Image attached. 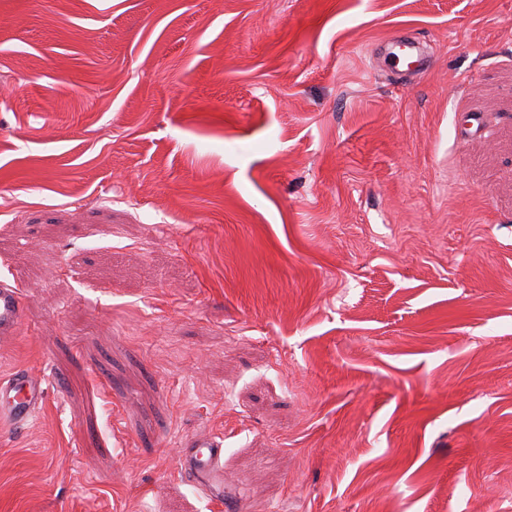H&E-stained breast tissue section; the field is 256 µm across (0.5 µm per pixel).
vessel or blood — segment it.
<instances>
[{
	"mask_svg": "<svg viewBox=\"0 0 512 512\" xmlns=\"http://www.w3.org/2000/svg\"><path fill=\"white\" fill-rule=\"evenodd\" d=\"M393 66L402 75L421 72L428 60L414 43L397 44L391 56ZM25 319V297L18 285L0 281V342L13 341L22 331ZM45 396V379L25 368L0 378V419H8L21 429L30 423ZM224 448L220 438L200 435L185 440L178 452V469L211 502L226 506L224 497Z\"/></svg>",
	"mask_w": 512,
	"mask_h": 512,
	"instance_id": "1",
	"label": "vessel or blood"
}]
</instances>
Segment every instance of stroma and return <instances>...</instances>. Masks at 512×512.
Here are the masks:
<instances>
[{"label":"stroma","instance_id":"35a3bbf8","mask_svg":"<svg viewBox=\"0 0 512 512\" xmlns=\"http://www.w3.org/2000/svg\"><path fill=\"white\" fill-rule=\"evenodd\" d=\"M1 278L0 512H512V0H0ZM393 47L397 50L391 53L392 67L403 76L419 73L429 66L428 59L421 55L413 42H396L393 43ZM399 66L402 69H399ZM25 297L16 284L0 281V342L13 341L22 331ZM45 379L25 368L0 378V419L6 418L16 429L33 419L45 396ZM180 447L177 459L180 473L224 512H234L236 509H229L224 499L223 440L200 435L185 440Z\"/></svg>","mask_w":512,"mask_h":512}]
</instances>
